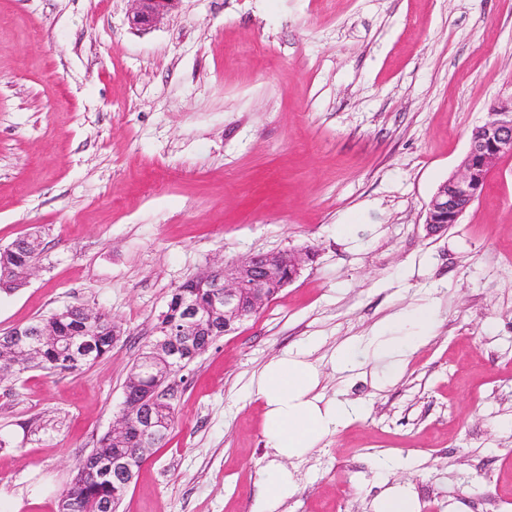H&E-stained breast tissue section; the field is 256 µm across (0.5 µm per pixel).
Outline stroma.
Masks as SVG:
<instances>
[{"label": "stroma", "instance_id": "35a3bbf8", "mask_svg": "<svg viewBox=\"0 0 512 512\" xmlns=\"http://www.w3.org/2000/svg\"><path fill=\"white\" fill-rule=\"evenodd\" d=\"M129 10L0 0V248L42 240L35 274L0 292V330L70 306L121 329L80 370L0 382V512H56L175 288L305 249L172 377L174 423L120 512H253L281 462L250 383L301 348L358 411L286 463L279 512H375L396 483L419 512H512V158L457 224L424 226L472 128L512 97V0H177L145 29ZM420 305L429 336L384 379L375 338Z\"/></svg>", "mask_w": 512, "mask_h": 512}]
</instances>
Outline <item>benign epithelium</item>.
Masks as SVG:
<instances>
[{
    "mask_svg": "<svg viewBox=\"0 0 512 512\" xmlns=\"http://www.w3.org/2000/svg\"><path fill=\"white\" fill-rule=\"evenodd\" d=\"M131 24L145 28L153 25L178 0H129ZM493 118L474 127L469 137L465 161L450 179L442 183L425 207L429 232L448 220L459 221L478 199L479 190L496 165L512 157V98L490 105ZM301 254L292 259L287 276H282L280 255L254 254L233 264L209 269L198 277L212 289L209 302L201 305L190 296L182 298L179 318L157 328V337L147 347L145 359L160 360L165 368L179 367L191 355L197 337L224 336L236 325L257 314L273 296L299 273ZM170 385L158 387L155 393L136 395L135 416L118 417L112 423V436L119 440L133 438L141 448H152L165 432V422L152 410L151 403L165 399Z\"/></svg>",
    "mask_w": 512,
    "mask_h": 512,
    "instance_id": "benign-epithelium-1",
    "label": "benign epithelium"
}]
</instances>
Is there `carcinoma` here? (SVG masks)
I'll list each match as a JSON object with an SVG mask.
<instances>
[{
	"instance_id": "carcinoma-1",
	"label": "carcinoma",
	"mask_w": 512,
	"mask_h": 512,
	"mask_svg": "<svg viewBox=\"0 0 512 512\" xmlns=\"http://www.w3.org/2000/svg\"><path fill=\"white\" fill-rule=\"evenodd\" d=\"M39 254L40 249L28 248L21 241H15L1 248L0 290L17 289L10 280L3 278V272L6 269L18 264H27L38 258ZM208 294V289L195 288L193 281L188 280L172 293L164 315L171 320L174 319L176 308L184 296H192L204 301ZM38 326L50 332V336L45 338L41 351L35 359L25 357L22 352L13 348L10 337L0 335V355L13 361L7 374L11 376L21 374L34 367L50 372L76 371L106 356L111 352L115 342V337L112 336V320L108 316L102 313L89 316L79 307L57 311L48 317L26 324L30 329ZM84 327L88 328L89 339L93 342L91 349L77 355L61 352L55 343V337L71 336ZM158 372L159 369L149 367L140 357L131 367V373L142 377L146 393L157 387ZM93 452L98 459V465H92L88 456L80 461L74 471L70 487L58 504L60 512H119L127 490L103 478L102 471L112 468L114 457L121 458L137 471L148 449L130 448L126 443L119 447L113 443L112 432L109 431L101 438L99 446L93 449Z\"/></svg>"
}]
</instances>
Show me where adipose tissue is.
<instances>
[{"label": "adipose tissue", "mask_w": 512, "mask_h": 512, "mask_svg": "<svg viewBox=\"0 0 512 512\" xmlns=\"http://www.w3.org/2000/svg\"><path fill=\"white\" fill-rule=\"evenodd\" d=\"M430 327L431 311L426 307L393 316L386 325L388 338L375 351L377 363L388 372L396 369L404 346L424 340ZM405 328L410 329V336H402ZM319 384L320 372L303 349L271 360L253 381V392L265 406L266 445L285 463L305 456L356 412L354 405L318 393ZM295 487L294 474L285 464L271 470L255 512H278Z\"/></svg>", "instance_id": "obj_1"}]
</instances>
